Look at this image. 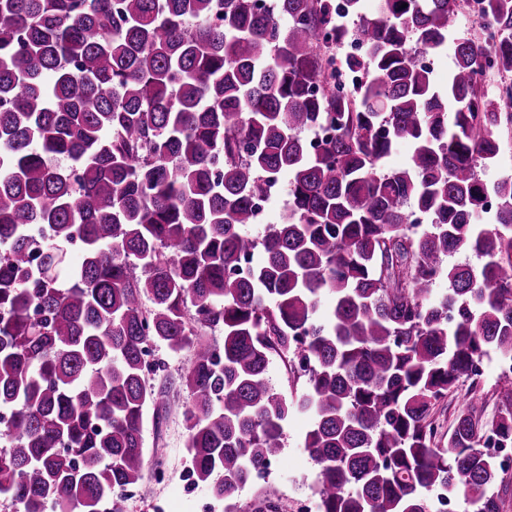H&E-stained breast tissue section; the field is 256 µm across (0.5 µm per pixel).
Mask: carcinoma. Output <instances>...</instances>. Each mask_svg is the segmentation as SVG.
I'll list each match as a JSON object with an SVG mask.
<instances>
[{"label": "carcinoma", "mask_w": 512, "mask_h": 512, "mask_svg": "<svg viewBox=\"0 0 512 512\" xmlns=\"http://www.w3.org/2000/svg\"><path fill=\"white\" fill-rule=\"evenodd\" d=\"M471 1L487 47L452 28ZM261 2L0 0L14 512H128L158 345L190 352L189 474L225 512L296 410L313 417L319 512H432L436 487L501 512L481 440L512 438V377L489 423L472 400L438 440L433 409L488 350L512 356V175L482 178L512 147V83L483 87L486 68L512 72V0H383L374 17L364 0ZM352 31L364 53L331 55ZM450 37L437 86L414 49ZM320 124L334 135L311 149L301 133ZM402 142L408 167L383 169ZM283 177L284 222L251 237L253 202ZM274 356L306 377L299 400L270 383ZM278 501L268 488L254 512Z\"/></svg>", "instance_id": "carcinoma-1"}]
</instances>
